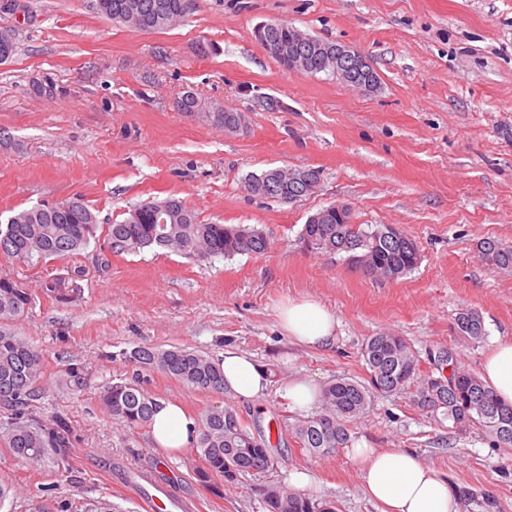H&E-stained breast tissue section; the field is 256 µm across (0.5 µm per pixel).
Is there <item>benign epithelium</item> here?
I'll return each mask as SVG.
<instances>
[{
  "mask_svg": "<svg viewBox=\"0 0 512 512\" xmlns=\"http://www.w3.org/2000/svg\"><path fill=\"white\" fill-rule=\"evenodd\" d=\"M318 56L323 61L324 73L336 81L353 87L365 94L378 90L380 81L369 58L355 47L343 43L325 45L318 49ZM313 55L306 45L305 36L293 28L288 30V57L286 71L297 73L306 70ZM273 181L281 188H297L303 192L309 188L316 189L321 181V172L316 168L289 169L288 180L274 177ZM347 224L353 223L352 211L346 204H333L308 217L309 224H325L331 216Z\"/></svg>",
  "mask_w": 512,
  "mask_h": 512,
  "instance_id": "1",
  "label": "benign epithelium"
}]
</instances>
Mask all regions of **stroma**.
<instances>
[{"mask_svg":"<svg viewBox=\"0 0 512 512\" xmlns=\"http://www.w3.org/2000/svg\"><path fill=\"white\" fill-rule=\"evenodd\" d=\"M25 4L0 16L15 38L0 63L1 220L79 194L112 224L142 201L175 197L202 222L263 228L272 247L194 262L154 249L116 256L93 243L64 261L0 263L33 298L11 328L44 355L37 414L67 413L76 435L64 470L0 450V482L16 491L0 512H47L64 498L145 512L127 483L133 472L196 512H264L269 483L334 501L338 512H380L344 450L315 458L299 447L293 427L303 414L280 392L300 379L366 381L362 344L379 331L403 336L423 358L453 348L476 374L495 342L512 338V271L478 256L488 238L512 246V0H197L183 22L151 33L112 24L92 0ZM270 21L356 47L380 89L364 95L324 74L282 70L254 36ZM188 90L247 113L248 130L228 135L178 111ZM279 167L319 169L321 182L292 204L244 192L246 176ZM338 202L356 223L394 224L415 239L418 267L392 282L364 276L345 255L302 250L306 219ZM53 277L70 292L46 294ZM301 296L336 313L334 348L304 349L282 333L278 306ZM466 307L484 320L480 342L456 335ZM142 344L274 367L263 398L231 399L269 439L274 466L215 493L189 451L164 452L149 428L115 423L99 393L130 379L123 354ZM73 366L85 378L78 388L67 379ZM147 388L195 417L229 400L159 373ZM349 430L355 443L416 452L457 489L512 512V451L481 431L450 432L395 395L375 397Z\"/></svg>","mask_w":512,"mask_h":512,"instance_id":"35a3bbf8","label":"stroma"}]
</instances>
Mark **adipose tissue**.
I'll return each mask as SVG.
<instances>
[{
    "mask_svg": "<svg viewBox=\"0 0 512 512\" xmlns=\"http://www.w3.org/2000/svg\"><path fill=\"white\" fill-rule=\"evenodd\" d=\"M278 319L285 336L302 347L326 350L336 343L340 321L315 298L287 299ZM222 368L225 389L241 397L262 398L269 387L266 372L247 355L225 353ZM482 377L501 402L512 404L511 338L498 341L484 357ZM196 428V420L178 403L166 401L153 416L151 436L163 451L175 452L190 445ZM347 454L357 462L369 496L384 505V512H459L457 489L416 453L354 444Z\"/></svg>",
    "mask_w": 512,
    "mask_h": 512,
    "instance_id": "adipose-tissue-1",
    "label": "adipose tissue"
}]
</instances>
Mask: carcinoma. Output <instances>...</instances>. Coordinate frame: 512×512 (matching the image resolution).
Returning <instances> with one entry per match:
<instances>
[{
	"instance_id": "cac0c4a2",
	"label": "carcinoma",
	"mask_w": 512,
	"mask_h": 512,
	"mask_svg": "<svg viewBox=\"0 0 512 512\" xmlns=\"http://www.w3.org/2000/svg\"><path fill=\"white\" fill-rule=\"evenodd\" d=\"M183 0H95L100 16L141 32H159L185 16ZM177 109L211 125L224 127L236 120V113L207 102L193 91L183 93ZM269 169L245 179L255 185L251 195L269 199L265 191ZM169 213L159 214V201L147 200L134 206L123 221L107 225L106 248L114 255L136 254L147 248H162L185 258L204 261L214 257L263 255L271 242L256 226L207 224L181 200H165ZM0 224V258L32 264L45 259H65L86 247L96 236L98 218L81 195L61 202L37 204L10 216ZM384 225L362 227L338 224H305L298 241L310 253L347 255V260L369 277L398 281L421 261L416 242L407 237L402 244H389L382 235ZM479 253L486 265L512 270V247L486 239ZM32 304V295L12 275L0 273V407L8 415L0 429V449L34 465L59 463L68 456L75 440L69 418L61 413L47 421L36 416L38 401L45 392L37 382L43 369L41 350L18 336L5 324L23 317ZM458 336L478 342L485 335L481 315L463 309L456 318ZM369 384L338 377L319 392L313 414L300 420L294 435L301 448L314 457L332 455L350 443L349 424L369 413L376 393L407 394L425 413L451 424L457 433L474 427L488 434L496 446L512 450V406L501 404L492 388L477 375L462 369L457 356L439 359L433 368L452 388L437 396L428 395L432 375L420 369V360L407 340L390 331L367 337L361 351ZM140 374L161 373L194 389L224 392L221 360L181 347L159 349L139 346L124 354ZM101 404L112 420L132 431L150 424L161 405L158 397L140 381L116 382L104 390ZM191 451L198 458V475L209 484L218 479L233 484L246 474H259L274 465L270 442L250 430L230 403L204 411L198 422V437ZM267 512H337L332 501H317L303 493L269 484L263 490ZM54 512H110L63 499Z\"/></svg>"
}]
</instances>
